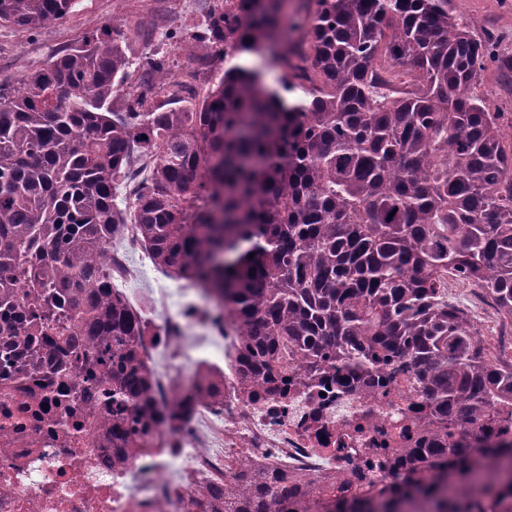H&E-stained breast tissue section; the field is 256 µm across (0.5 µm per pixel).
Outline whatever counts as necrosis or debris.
<instances>
[{"mask_svg": "<svg viewBox=\"0 0 512 512\" xmlns=\"http://www.w3.org/2000/svg\"><path fill=\"white\" fill-rule=\"evenodd\" d=\"M238 332H224V402L198 394L180 420L159 426L139 459L112 465V450L93 435L94 400H83L75 434L49 417L28 418L36 386L0 399V512H212L203 480L233 475L242 459L317 475L342 467L334 447L357 414L362 441L409 418L411 399L375 402L364 391L293 390L286 395L240 388ZM156 368V402L167 407L199 359L186 336L170 337Z\"/></svg>", "mask_w": 512, "mask_h": 512, "instance_id": "4bbe7bcc", "label": "necrosis or debris"}]
</instances>
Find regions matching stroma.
<instances>
[{"label":"stroma","instance_id":"1","mask_svg":"<svg viewBox=\"0 0 512 512\" xmlns=\"http://www.w3.org/2000/svg\"><path fill=\"white\" fill-rule=\"evenodd\" d=\"M203 6L204 0H77L69 15L37 34L0 26V82L17 80L22 72L38 68L50 54L86 35L114 28L126 32L131 57L145 52L141 35L148 30L161 36L160 47L171 60L185 63L192 46L190 35ZM449 7L469 24L473 35L493 33L500 57L512 56V0H449ZM169 31L182 32V39H166ZM478 91L491 110L500 113L503 129L512 128V82L501 77L496 63L487 64ZM127 261L133 275L120 289L139 297L144 316L152 324L170 314L181 316L191 306L208 308V301L193 288L165 276L139 251L129 250Z\"/></svg>","mask_w":512,"mask_h":512}]
</instances>
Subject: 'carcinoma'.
Returning a JSON list of instances; mask_svg holds the SVG:
<instances>
[{
  "instance_id": "obj_1",
  "label": "carcinoma",
  "mask_w": 512,
  "mask_h": 512,
  "mask_svg": "<svg viewBox=\"0 0 512 512\" xmlns=\"http://www.w3.org/2000/svg\"><path fill=\"white\" fill-rule=\"evenodd\" d=\"M76 4L0 0V26ZM205 4L186 80L158 49L130 59L118 29L0 83V397L33 377L93 397L114 466L189 411L155 408L149 322L112 285L131 224L246 336L242 388L330 372L393 396L394 366L419 397L414 431L332 449L355 471L245 461L206 487L213 512H512V356L448 302L451 273L512 325V139L476 91L492 38L448 0H299L291 45L288 0ZM285 346L299 376L275 379ZM198 383L223 400L217 375Z\"/></svg>"
}]
</instances>
